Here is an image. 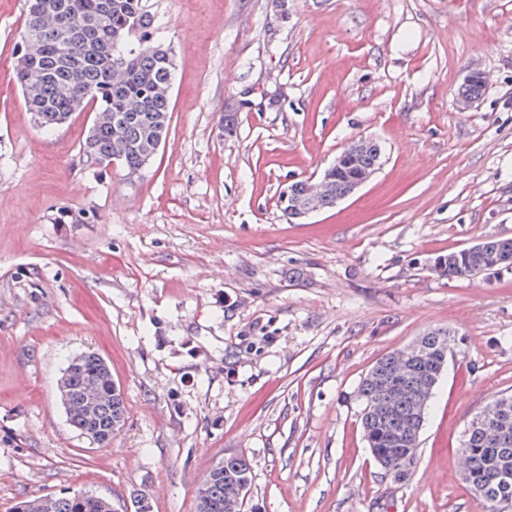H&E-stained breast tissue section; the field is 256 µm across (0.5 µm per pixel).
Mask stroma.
Here are the masks:
<instances>
[{
  "label": "stroma",
  "instance_id": "35a3bbf8",
  "mask_svg": "<svg viewBox=\"0 0 512 512\" xmlns=\"http://www.w3.org/2000/svg\"><path fill=\"white\" fill-rule=\"evenodd\" d=\"M142 6L176 69L168 133L132 176L83 155L93 110L52 129L26 111L24 0H0V512L69 492L196 512L235 455L258 512H481L460 440L512 393V269L451 280L432 265L512 238V0ZM474 70L483 90L460 106ZM365 139L383 150L372 178L285 221L280 191ZM436 327L460 345L397 484L357 390ZM89 351L127 408L108 448L57 394Z\"/></svg>",
  "mask_w": 512,
  "mask_h": 512
}]
</instances>
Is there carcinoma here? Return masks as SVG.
<instances>
[{"mask_svg": "<svg viewBox=\"0 0 512 512\" xmlns=\"http://www.w3.org/2000/svg\"><path fill=\"white\" fill-rule=\"evenodd\" d=\"M42 11L26 10L18 45L22 64L16 73L24 104L43 128H54L98 104L96 118L82 144L100 165L120 162L128 172L142 170L153 157L155 140L166 137L174 80L172 58L148 44L150 19L141 0H51ZM143 37L131 42L134 33ZM350 165L331 169L316 181L288 185L279 201L287 220L310 210L336 205L358 173L379 168L381 146L359 140L347 146ZM512 258V239H485L471 247L438 255L433 271L450 279H470L497 271ZM421 347H405L381 357L357 392L365 441L376 462L387 466L395 483L408 481L418 462L419 431L448 362L454 338L446 328L420 337ZM61 400L71 426L99 435L107 448L125 425L126 406L112 372L85 352L67 360ZM461 476L483 512L512 501V394L492 400L463 435ZM252 484L243 456L226 457L212 467L197 492V512H243L244 485ZM15 512H112L110 500L88 493L44 496L15 506Z\"/></svg>", "mask_w": 512, "mask_h": 512, "instance_id": "carcinoma-1", "label": "carcinoma"}]
</instances>
